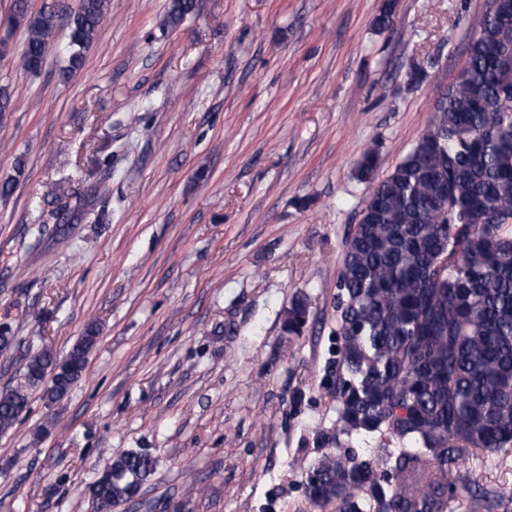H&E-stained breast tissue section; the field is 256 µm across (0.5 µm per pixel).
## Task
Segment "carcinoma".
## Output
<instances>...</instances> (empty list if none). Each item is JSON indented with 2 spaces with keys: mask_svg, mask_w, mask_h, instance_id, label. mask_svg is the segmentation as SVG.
<instances>
[{
  "mask_svg": "<svg viewBox=\"0 0 512 512\" xmlns=\"http://www.w3.org/2000/svg\"><path fill=\"white\" fill-rule=\"evenodd\" d=\"M109 0H79L70 19L69 68L82 67ZM169 0L162 29L194 12ZM7 23L23 28L24 66L53 51L52 12L11 0ZM377 154L357 162L371 184L346 242L337 281V430L375 437L373 453L329 452L305 493L338 512H448L452 467L470 454L512 447V20L482 17L464 79L448 89L413 148L382 179ZM306 299H293L285 331L303 333ZM100 328L88 323L67 355L30 354L0 390V433L43 390L64 398L87 368ZM404 449L395 453L389 443ZM411 449H405V445ZM154 459L122 451L88 494L112 512L138 493ZM399 481L392 489L382 469Z\"/></svg>",
  "mask_w": 512,
  "mask_h": 512,
  "instance_id": "1",
  "label": "carcinoma"
}]
</instances>
